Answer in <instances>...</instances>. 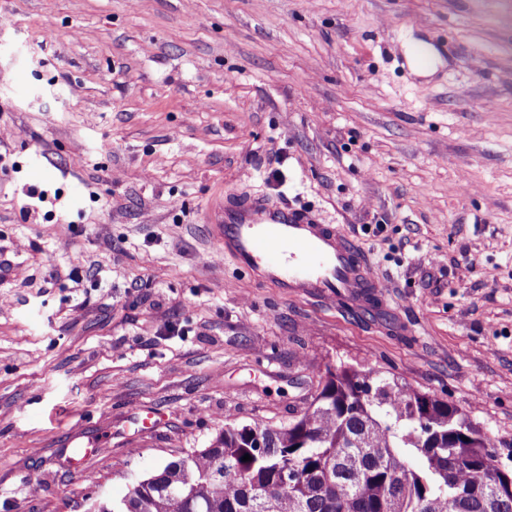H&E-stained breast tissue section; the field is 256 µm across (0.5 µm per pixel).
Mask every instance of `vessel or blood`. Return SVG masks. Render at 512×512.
I'll return each instance as SVG.
<instances>
[{
	"mask_svg": "<svg viewBox=\"0 0 512 512\" xmlns=\"http://www.w3.org/2000/svg\"><path fill=\"white\" fill-rule=\"evenodd\" d=\"M216 243L254 279L286 293L366 306L378 293L371 262L340 228L309 211L237 196L215 213Z\"/></svg>",
	"mask_w": 512,
	"mask_h": 512,
	"instance_id": "obj_1",
	"label": "vessel or blood"
}]
</instances>
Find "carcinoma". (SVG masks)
Returning a JSON list of instances; mask_svg holds the SVG:
<instances>
[{
  "instance_id": "carcinoma-1",
  "label": "carcinoma",
  "mask_w": 512,
  "mask_h": 512,
  "mask_svg": "<svg viewBox=\"0 0 512 512\" xmlns=\"http://www.w3.org/2000/svg\"><path fill=\"white\" fill-rule=\"evenodd\" d=\"M494 460L457 406L341 365L297 420H227L98 512H512V469Z\"/></svg>"
}]
</instances>
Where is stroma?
<instances>
[{
  "mask_svg": "<svg viewBox=\"0 0 512 512\" xmlns=\"http://www.w3.org/2000/svg\"><path fill=\"white\" fill-rule=\"evenodd\" d=\"M230 193L340 225L383 306L251 279ZM342 365L512 468V0H0V512L119 500Z\"/></svg>",
  "mask_w": 512,
  "mask_h": 512,
  "instance_id": "1",
  "label": "stroma"
}]
</instances>
